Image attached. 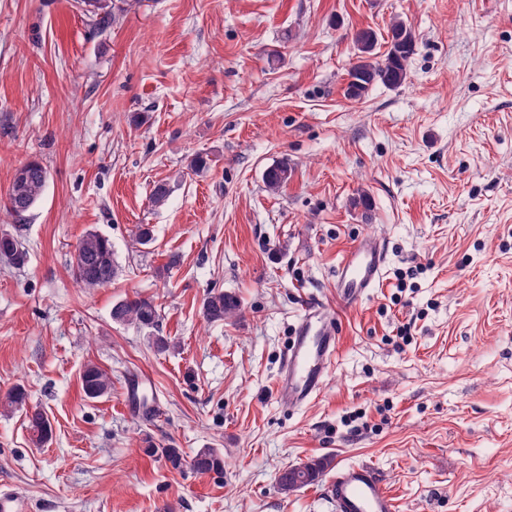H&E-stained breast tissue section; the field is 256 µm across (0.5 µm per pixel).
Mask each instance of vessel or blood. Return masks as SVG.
<instances>
[{"instance_id":"b4317fda","label":"vessel or blood","mask_w":512,"mask_h":512,"mask_svg":"<svg viewBox=\"0 0 512 512\" xmlns=\"http://www.w3.org/2000/svg\"><path fill=\"white\" fill-rule=\"evenodd\" d=\"M385 264L382 242L369 235L360 238L337 266L333 302L304 305L276 382L284 406L301 407L320 395L338 353L335 321L379 287ZM327 489L334 512H397L381 473L366 462L337 468Z\"/></svg>"}]
</instances>
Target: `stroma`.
<instances>
[{
	"instance_id": "1",
	"label": "stroma",
	"mask_w": 512,
	"mask_h": 512,
	"mask_svg": "<svg viewBox=\"0 0 512 512\" xmlns=\"http://www.w3.org/2000/svg\"><path fill=\"white\" fill-rule=\"evenodd\" d=\"M396 18L417 42L405 83L347 99L353 33L385 53ZM32 159L49 179L28 262L0 260V400L27 393L0 410V491L28 512H332L324 485L276 487L324 454L374 465L398 512H512V0H137L104 31L80 0H0V202ZM90 231L121 268L93 292L71 269ZM365 235L383 283L343 314L322 394L282 408L303 305ZM212 290L239 316L206 322ZM138 295L176 350L113 322ZM89 363L112 378L94 400ZM151 446L218 449L224 471ZM292 168L288 162L282 161L268 167L263 174L266 191L277 194L288 185L292 177ZM152 453L160 456L168 463L172 469L181 470L188 467L192 471L201 475L211 473L222 474L224 471V454L214 448H203L196 452L192 457L183 454L179 448L164 447L150 448Z\"/></svg>"
}]
</instances>
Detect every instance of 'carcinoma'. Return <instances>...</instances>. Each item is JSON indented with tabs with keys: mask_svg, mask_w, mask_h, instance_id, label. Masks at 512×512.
<instances>
[{
	"mask_svg": "<svg viewBox=\"0 0 512 512\" xmlns=\"http://www.w3.org/2000/svg\"><path fill=\"white\" fill-rule=\"evenodd\" d=\"M82 3L85 11L94 18L95 25L106 29L115 20L116 13L125 11L129 0H82ZM387 36L390 47L379 59L375 54L378 43L376 32L370 28L354 32L352 41L357 51V61L348 71L344 89L346 98L358 101L376 85L396 88L405 82L410 59L415 52V37L401 20L391 24ZM291 177L292 168L286 161L268 167L263 174L266 191L279 193L288 185ZM47 183V169L38 161L27 162L16 171L4 200V208L16 223V228L23 226ZM0 258L15 266L25 264L27 252L18 233L0 238ZM71 266L77 283L85 289L93 290L111 284L119 272L112 240L96 231L86 233L75 246ZM201 312L205 320L220 322L237 317L240 303L233 295L212 290L203 298ZM111 316L115 323L135 325L141 329H152L158 322L157 305L151 297L136 296L119 300L112 305ZM81 387L86 397L95 399L108 393L112 381L105 370L90 363L82 371ZM29 422L35 433V443L46 442L51 435L48 417L35 410ZM151 452L160 455L175 470L187 467L201 475L221 474L224 471V454L214 448H203L190 458L179 448L153 447ZM332 469V456L312 458L279 471L276 484L287 495L317 484Z\"/></svg>",
	"mask_w": 512,
	"mask_h": 512,
	"instance_id": "carcinoma-1",
	"label": "carcinoma"
}]
</instances>
